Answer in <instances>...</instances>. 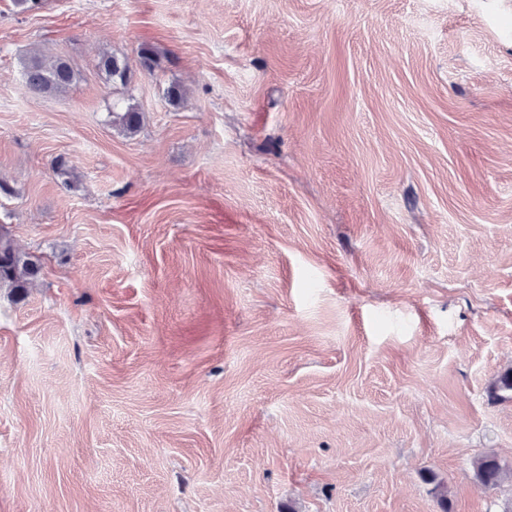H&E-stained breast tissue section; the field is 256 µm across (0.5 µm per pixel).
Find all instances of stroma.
I'll list each match as a JSON object with an SVG mask.
<instances>
[{
    "mask_svg": "<svg viewBox=\"0 0 512 512\" xmlns=\"http://www.w3.org/2000/svg\"><path fill=\"white\" fill-rule=\"evenodd\" d=\"M0 182V512L512 501V0H0ZM98 67L105 75L108 83L126 84L131 75V67L125 58H119L113 54L103 53L98 60ZM21 63L26 82L40 93L63 91L77 80V72L62 57L47 58L34 54ZM112 124L119 126L127 135L135 134L140 128L142 114L137 103H126L120 111H112ZM38 272L37 264L21 254L0 227V287L7 285L14 292L24 291ZM478 485L484 490H493L505 481L512 482V467H507L494 455L480 456L473 462Z\"/></svg>",
    "mask_w": 512,
    "mask_h": 512,
    "instance_id": "1",
    "label": "stroma"
}]
</instances>
